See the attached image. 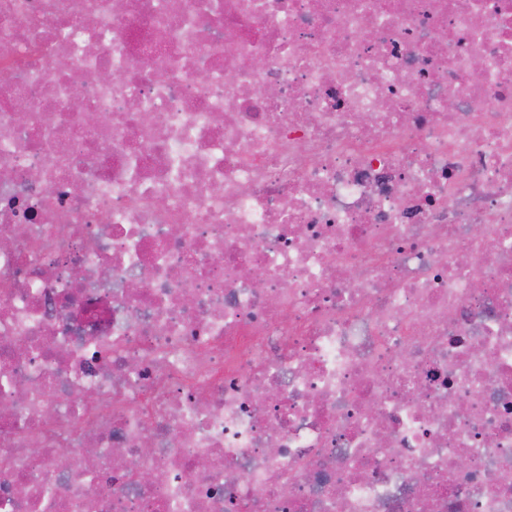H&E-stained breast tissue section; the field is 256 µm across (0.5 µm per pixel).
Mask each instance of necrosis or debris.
<instances>
[{
    "instance_id": "4bbe7bcc",
    "label": "necrosis or debris",
    "mask_w": 512,
    "mask_h": 512,
    "mask_svg": "<svg viewBox=\"0 0 512 512\" xmlns=\"http://www.w3.org/2000/svg\"><path fill=\"white\" fill-rule=\"evenodd\" d=\"M122 3L0 0V512H512V0Z\"/></svg>"
}]
</instances>
